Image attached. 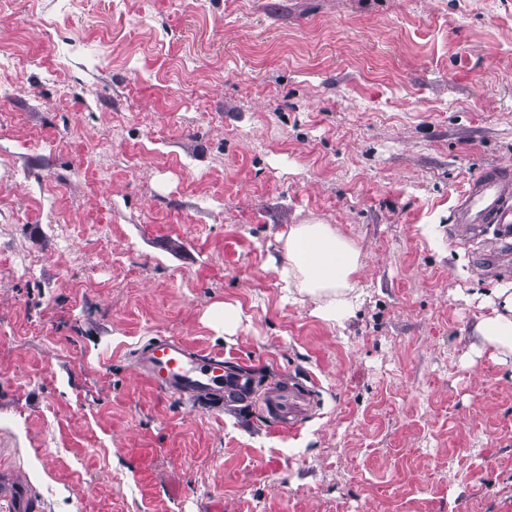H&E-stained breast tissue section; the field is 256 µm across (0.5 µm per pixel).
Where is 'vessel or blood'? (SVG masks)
Masks as SVG:
<instances>
[{
    "instance_id": "1",
    "label": "vessel or blood",
    "mask_w": 512,
    "mask_h": 512,
    "mask_svg": "<svg viewBox=\"0 0 512 512\" xmlns=\"http://www.w3.org/2000/svg\"><path fill=\"white\" fill-rule=\"evenodd\" d=\"M455 221L495 225L503 238L512 237V168L491 169L470 182L460 195ZM143 378L162 392L173 394L238 397L242 384L224 382V357L217 353H194L177 338L157 336L137 354ZM314 404L309 391L295 387L272 391L264 406L280 426L297 428ZM0 502L10 512H36V501L25 484L9 475L0 476Z\"/></svg>"
}]
</instances>
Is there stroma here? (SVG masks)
<instances>
[{
    "label": "stroma",
    "mask_w": 512,
    "mask_h": 512,
    "mask_svg": "<svg viewBox=\"0 0 512 512\" xmlns=\"http://www.w3.org/2000/svg\"><path fill=\"white\" fill-rule=\"evenodd\" d=\"M0 52V470L37 512H512L473 334L512 247L448 236L512 163V0H0ZM317 222L361 253L340 327L273 268ZM155 336L248 396L150 387ZM314 404V398L307 390L293 386L272 391L265 399V409L280 426L297 428Z\"/></svg>",
    "instance_id": "stroma-1"
}]
</instances>
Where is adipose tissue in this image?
Segmentation results:
<instances>
[{"label":"adipose tissue","mask_w":512,"mask_h":512,"mask_svg":"<svg viewBox=\"0 0 512 512\" xmlns=\"http://www.w3.org/2000/svg\"><path fill=\"white\" fill-rule=\"evenodd\" d=\"M285 264L281 275L289 291L316 304L317 317L342 323L357 298L359 249L328 224H294L283 241ZM483 346L500 360L512 358V292L502 293L492 313L474 326Z\"/></svg>","instance_id":"1"}]
</instances>
